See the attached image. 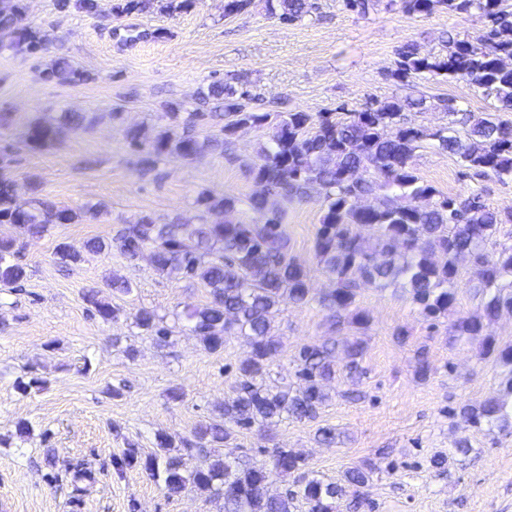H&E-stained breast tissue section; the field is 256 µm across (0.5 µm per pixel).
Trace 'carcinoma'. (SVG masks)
I'll list each match as a JSON object with an SVG mask.
<instances>
[{
  "label": "carcinoma",
  "mask_w": 512,
  "mask_h": 512,
  "mask_svg": "<svg viewBox=\"0 0 512 512\" xmlns=\"http://www.w3.org/2000/svg\"><path fill=\"white\" fill-rule=\"evenodd\" d=\"M150 0H113L115 18L138 16ZM347 10L367 16L395 7L408 14L430 15L436 10L476 15L483 28L473 36L441 35L445 50L422 55L406 42L397 50L392 76L441 81H464L481 90L493 111L512 112V69L497 61L512 57V7L506 0H343ZM61 11L94 15L98 0H57ZM310 0H266L269 15L285 25L302 21ZM26 0H0V52L35 54L40 51V29L25 21ZM49 80L75 83L86 74L68 59L59 58L45 72ZM203 112L199 119L220 113L224 117V147L239 132L261 130L275 123V133L250 164L257 189L247 198L249 211L259 220L233 218L240 209L234 197L203 193L199 223L180 219L158 224L143 215L125 225L106 242L93 238L85 251L97 255L112 247L128 259L146 249L152 264L169 278L199 282L208 288L209 301L184 314L189 331L210 352L224 349L231 336H243L249 350L238 360L233 396L224 400L220 416L182 438L183 453L167 454L173 444L158 435L161 454L146 458L131 444L118 468L144 463L161 482L169 498L193 487L223 501L224 512H292L302 500L308 512H337L339 501L369 480L362 466L345 469L334 482L309 475L301 456L288 448H274L252 462L224 453L227 439L238 430L270 428L290 420L312 422L327 401L324 383L336 373V339L302 346L294 356L297 388L284 389L272 377L270 360L280 341L273 327L281 307L304 306L312 297L306 268L290 257L282 230V204L300 201L310 190H322V216L314 253L336 287L318 299L333 323L341 319L365 326L368 317L356 306L357 288L363 282L383 289L403 281L411 301L431 320L455 315L451 323L458 337L478 336L484 322L495 321L503 311L512 313V245L499 251L496 261L485 257V248L501 225L502 217L483 200L482 193L444 196L424 183L413 164L416 151L429 143L457 158L464 175L512 182V124L489 113H461L456 101H444L453 120L428 130L411 124L405 111L426 108V97L396 99L362 112H348L337 120L330 112H265L249 105V93L217 80L198 93ZM167 127L150 146L139 131H126L128 144L143 153L142 165L154 166L161 157L176 153L193 158L209 143L186 130L179 131L181 113L170 107ZM84 116L63 112L53 121L29 126L27 138L34 147L54 143L67 128L79 127ZM37 195L21 209L15 201V183L0 166V224L15 235L0 237V288L14 290L28 277L22 260L23 239L41 236L54 224H74L81 212ZM367 226L375 237L365 238L355 227ZM55 255L65 265H77L84 255L60 243ZM469 262L467 282L486 293L483 314L474 317L457 311V290L462 283L459 264ZM86 301L105 322L115 319L119 308L90 289ZM137 326L159 345L171 343L173 327L148 308L135 313ZM348 376L358 369L362 344L346 342ZM484 356L508 368L507 393L512 396V344L486 341ZM460 412L477 431L512 432V405L488 399L465 405ZM295 475L293 488L271 494L268 485L280 475Z\"/></svg>",
  "instance_id": "cac0c4a2"
}]
</instances>
